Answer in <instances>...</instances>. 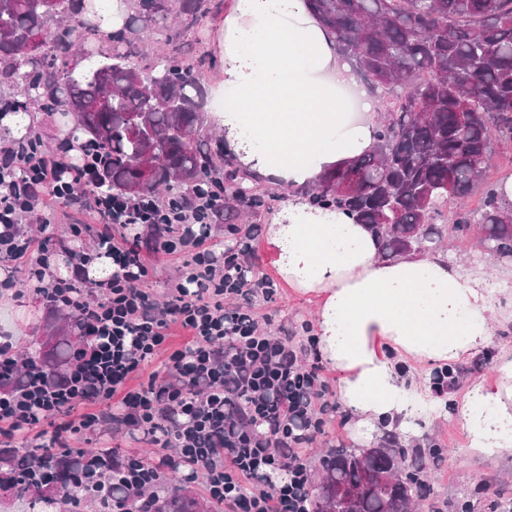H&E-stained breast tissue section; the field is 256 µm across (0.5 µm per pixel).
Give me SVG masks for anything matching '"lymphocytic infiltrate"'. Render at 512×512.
<instances>
[{
  "label": "lymphocytic infiltrate",
  "mask_w": 512,
  "mask_h": 512,
  "mask_svg": "<svg viewBox=\"0 0 512 512\" xmlns=\"http://www.w3.org/2000/svg\"><path fill=\"white\" fill-rule=\"evenodd\" d=\"M97 143L65 139L47 152L39 136L0 145V259L27 263L25 287L48 305L74 314L84 335L69 373L36 376L12 393H0V437L40 454L42 426L57 421L69 438L116 429L149 438L153 460L126 456L117 466L127 500L113 512H133L147 499L159 472L203 477L211 500L224 512H310L309 450L336 418L332 386L315 338L296 350L289 336L261 332L244 299L272 297L274 283L255 276L256 226L228 225L238 241L215 252L209 226L224 215V190L204 180L179 196L128 198L79 194L100 179ZM52 201L89 209L120 238L101 237L94 251L66 256L69 278L55 276L52 236L33 246L18 224L23 214ZM150 249L181 262L165 306L146 286ZM112 265L108 278L87 282L96 260ZM188 335L173 343V328ZM164 357L168 378L138 383L144 368ZM79 417H72L76 407Z\"/></svg>",
  "instance_id": "obj_1"
}]
</instances>
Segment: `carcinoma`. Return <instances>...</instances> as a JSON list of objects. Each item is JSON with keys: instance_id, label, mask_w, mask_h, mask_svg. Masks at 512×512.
I'll return each mask as SVG.
<instances>
[{"instance_id": "obj_1", "label": "carcinoma", "mask_w": 512, "mask_h": 512, "mask_svg": "<svg viewBox=\"0 0 512 512\" xmlns=\"http://www.w3.org/2000/svg\"><path fill=\"white\" fill-rule=\"evenodd\" d=\"M0 0V59L29 55L31 38L53 60L52 68L22 76L26 101L49 95L64 103L78 128L100 146L103 176L89 193L135 196L162 188L179 194L208 176L212 155L198 148L208 121L203 72L192 66L157 63L146 74L113 52L97 64L84 48L90 30L76 19L77 0ZM203 0H138V18L152 26L171 13L193 22ZM321 24L336 35L340 53L355 61L358 76L394 96L366 153L325 172L306 190L314 208L338 209L365 224L388 260L441 249L474 228L497 263L512 262V204L501 184L489 181L494 144L512 143V0H306ZM239 202L260 199L247 175H224ZM484 187L481 206L465 199ZM80 335L57 331L45 338V354L26 357L14 373L0 376V391L18 387L33 366L61 375L72 364ZM384 451L357 461L361 451L332 448L322 461L324 477L357 491L356 512H388L405 503L404 449L388 436ZM100 471L104 487L113 472L112 452L86 459L47 445L32 462L15 448H0V496L28 500L31 512H70L72 479L81 465ZM416 457L411 490L418 500L430 491ZM394 472L396 481L371 483L370 472ZM156 491L151 512H203L174 477Z\"/></svg>"}]
</instances>
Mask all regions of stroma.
Listing matches in <instances>:
<instances>
[{"mask_svg": "<svg viewBox=\"0 0 512 512\" xmlns=\"http://www.w3.org/2000/svg\"><path fill=\"white\" fill-rule=\"evenodd\" d=\"M233 0H207V13L196 25L182 32L174 40H166L158 31L134 26L125 32L126 47L131 60L140 69L151 71L159 59L194 62L204 59L206 62L204 77L207 86H214L221 80L224 72V59L219 51L218 37L224 27V18L230 12ZM31 122L29 132L41 136L47 149H55L61 137L68 135L69 125L61 110H47L43 103L28 104ZM250 183L256 194L262 199L261 207L252 209L239 205L232 195H225L226 207L236 212L235 224L244 226L257 224L268 226L274 223L288 201L286 193L277 185L260 177H251ZM51 220L52 231L61 248L72 249L80 246L90 248L96 245L103 235L111 234L112 227L99 223L87 212L80 209L56 208L54 215H46L38 208L25 214L20 230L33 240H41L44 220ZM84 225L85 230L80 241H72L69 227L73 224ZM448 258L464 263L467 267L488 270L487 287L493 293L512 296V280L493 275L492 261L484 255L475 238H467L451 243ZM27 277L26 266H17L15 272L16 287L12 290H0V315H6V322H0V334L12 337L15 351L40 350L45 336L51 329L63 323L65 310L51 307L26 291L23 282ZM318 300L310 295L294 293L288 286H281L275 299L265 301L262 297L250 300V306L259 320L262 331L270 336L280 335L282 329L297 330L298 341H305L306 333L301 332V324H315ZM512 345V323L496 325L494 341L491 346L480 349L455 363V385L450 395L462 393L471 382L489 379L493 376L500 346ZM450 396L440 397V410L426 424L417 437L402 440V447L408 449L429 450L440 446L446 455L438 465L430 467L423 474L430 485V494L419 501L416 512H494L497 502L512 498V450L491 456L475 452L470 447L467 432L456 419ZM344 426L326 427L310 450L309 465L312 475H319L324 452L330 448H355L366 446L376 448L382 445V436H375L363 442L353 432L354 418L345 414Z\"/></svg>", "mask_w": 512, "mask_h": 512, "instance_id": "1", "label": "stroma"}]
</instances>
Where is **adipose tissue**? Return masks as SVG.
I'll use <instances>...</instances> for the list:
<instances>
[{"label":"adipose tissue","instance_id":"ef3b65f1","mask_svg":"<svg viewBox=\"0 0 512 512\" xmlns=\"http://www.w3.org/2000/svg\"><path fill=\"white\" fill-rule=\"evenodd\" d=\"M220 46L224 138L256 174L289 191L372 146L377 102L306 0H234ZM269 242L280 277L319 300L318 350L341 371L340 401L362 429L412 432L430 406L410 396L400 364L460 361L512 316L480 271L444 253L381 260L378 241L342 211L288 200ZM455 409L475 451L512 449V346L500 347L493 381H473Z\"/></svg>","mask_w":512,"mask_h":512}]
</instances>
